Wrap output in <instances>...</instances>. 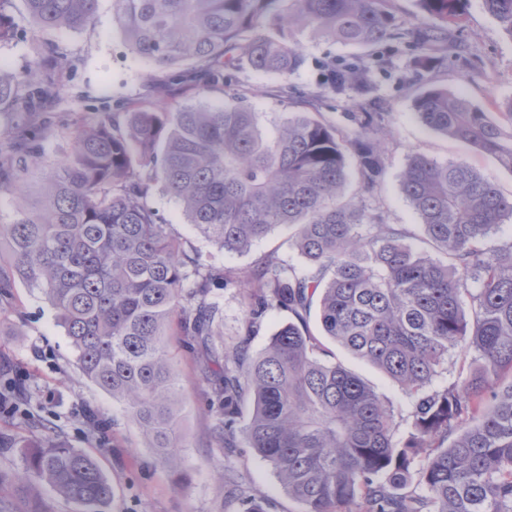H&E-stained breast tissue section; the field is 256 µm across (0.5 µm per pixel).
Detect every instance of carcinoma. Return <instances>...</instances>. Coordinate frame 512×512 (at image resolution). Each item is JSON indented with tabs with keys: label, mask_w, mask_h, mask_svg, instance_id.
<instances>
[{
	"label": "carcinoma",
	"mask_w": 512,
	"mask_h": 512,
	"mask_svg": "<svg viewBox=\"0 0 512 512\" xmlns=\"http://www.w3.org/2000/svg\"><path fill=\"white\" fill-rule=\"evenodd\" d=\"M0 0V41L15 27ZM391 0H112L128 52L199 92L248 66L288 77L304 64L293 30L347 46L407 40L416 69L444 60L468 0H416L419 15L398 21ZM47 29L80 30L99 0H23ZM512 37V0H482ZM66 58L45 49L21 79L0 75V112L50 111L49 88ZM328 95L367 97L362 59L324 64ZM431 130L471 145L512 172V134L466 98L432 86L414 99ZM380 112H352L344 134L309 112H291L271 134L249 107L105 110L75 130V152L54 160L41 199L0 224L12 276L56 311L83 375L121 402L164 464L176 460L182 412L174 358L165 341L177 312L202 358L223 415L214 432L226 448L245 442L268 461L306 512H512V241L485 240L512 215V196L469 161L409 157L400 189L442 255L408 243L402 224L368 208L386 174L377 138ZM46 127L15 131L0 150V194L28 192ZM188 221L226 252H243L277 228L292 230L302 265L276 253L250 274L249 323L271 310L295 321L253 355L243 339L213 342L219 312L212 289L224 270L205 266L160 223L156 186ZM318 303L324 335L396 381L411 399L406 435L389 402L337 362L310 334ZM475 354L476 370L433 385L451 353ZM251 412L239 426L242 408ZM24 473L15 512H46L38 486L98 512L112 486L98 460L56 436L20 443ZM240 512L264 502L227 483Z\"/></svg>",
	"instance_id": "carcinoma-1"
}]
</instances>
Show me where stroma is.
Listing matches in <instances>:
<instances>
[{
	"mask_svg": "<svg viewBox=\"0 0 512 512\" xmlns=\"http://www.w3.org/2000/svg\"><path fill=\"white\" fill-rule=\"evenodd\" d=\"M19 33L0 42V71L19 74L36 58L38 47L57 46L72 68L54 95L42 142L46 158L71 151L76 121L93 120L104 106L123 103L127 109L142 105L158 108L218 104L223 87L201 95L183 84L170 85L165 96L152 93L158 72L129 54L120 30L112 22V0H100L93 23L78 32L43 30L29 19L21 0L11 5ZM305 63L292 75L288 97L277 91L276 77L241 69L230 89L258 112L266 127L281 123L291 112H314L339 130L351 127L352 112H379V135L386 148L387 171L372 207L385 223L404 224L417 231L420 220L400 191L399 176L410 155L420 153L441 162L465 159L490 177L500 191L512 195V172L469 146L427 129L413 107L415 97L430 86L468 98L498 117L500 104L512 97V37L483 8L481 0H469L466 18L455 33L442 68L418 73L410 63L414 49L406 44L351 48L326 40L302 38ZM364 58L367 77L375 91L372 100L358 96L321 95L324 63H346ZM152 204L169 233L201 262L225 269L234 280L213 289L221 316L213 340L230 347L248 339L251 353L265 349L271 335L288 322V312H268L255 332H248L243 277L262 256L275 252L290 263L301 259L287 243L288 233L278 230L255 243L248 252L220 250L188 223L180 203L163 191H155ZM313 336L329 351L333 361L356 373L383 395L399 415H407L410 402L401 386L375 367L352 355L324 336L317 318H310ZM169 344L177 355L182 387L181 446L175 467L159 463L123 404L90 383L81 373L56 312L38 290L13 283L7 299L0 301V372L19 383L25 396L0 409V433L16 441L49 431L72 447L91 453L112 483V498L102 512H237L224 498V480L233 478L244 495L263 500L268 512H305L291 498L272 465L245 443L231 450L214 439L219 415L210 404L211 390L196 356L184 348L179 326H172Z\"/></svg>",
	"mask_w": 512,
	"mask_h": 512,
	"instance_id": "35a3bbf8",
	"label": "stroma"
}]
</instances>
